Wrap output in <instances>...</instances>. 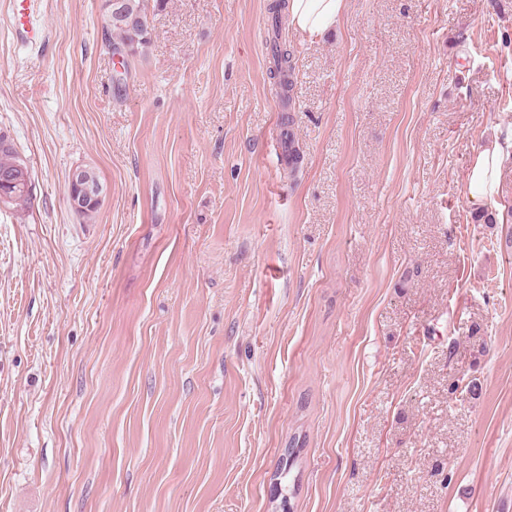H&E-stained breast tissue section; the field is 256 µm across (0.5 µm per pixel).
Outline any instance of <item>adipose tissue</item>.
<instances>
[{
    "instance_id": "1",
    "label": "adipose tissue",
    "mask_w": 512,
    "mask_h": 512,
    "mask_svg": "<svg viewBox=\"0 0 512 512\" xmlns=\"http://www.w3.org/2000/svg\"><path fill=\"white\" fill-rule=\"evenodd\" d=\"M347 9V0H288L290 28L302 41L319 42ZM512 159V131L494 138L479 150L467 177L470 200L479 205L493 203L504 163Z\"/></svg>"
}]
</instances>
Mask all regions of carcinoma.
<instances>
[{
	"label": "carcinoma",
	"mask_w": 512,
	"mask_h": 512,
	"mask_svg": "<svg viewBox=\"0 0 512 512\" xmlns=\"http://www.w3.org/2000/svg\"><path fill=\"white\" fill-rule=\"evenodd\" d=\"M163 2L164 0H118L112 5L110 0H104L101 5V19L105 47L112 52L122 51L126 59L144 54L150 42L148 8H160ZM285 5L286 0H272L269 4V13L276 21L269 40L272 58L269 75L280 90L291 88L293 73L292 54L282 41L281 25L277 24Z\"/></svg>",
	"instance_id": "cac0c4a2"
}]
</instances>
